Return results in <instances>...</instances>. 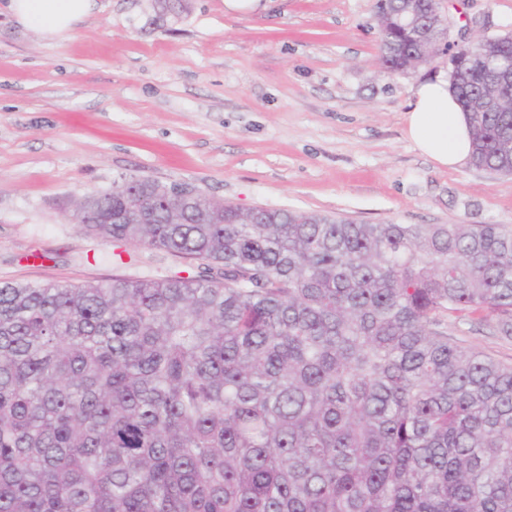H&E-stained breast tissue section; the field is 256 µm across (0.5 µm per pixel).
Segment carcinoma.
<instances>
[{
    "instance_id": "carcinoma-1",
    "label": "carcinoma",
    "mask_w": 512,
    "mask_h": 512,
    "mask_svg": "<svg viewBox=\"0 0 512 512\" xmlns=\"http://www.w3.org/2000/svg\"><path fill=\"white\" fill-rule=\"evenodd\" d=\"M440 0H377L390 72L436 43ZM460 43L448 76L471 163L512 174V100ZM491 51L512 63V32ZM75 223L220 269L0 283V512H512V226L359 224L240 209L130 175ZM449 333L464 347L482 352L504 364H512V341L493 335L478 322L463 324L459 330Z\"/></svg>"
}]
</instances>
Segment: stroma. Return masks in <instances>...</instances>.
<instances>
[{
  "instance_id": "1",
  "label": "stroma",
  "mask_w": 512,
  "mask_h": 512,
  "mask_svg": "<svg viewBox=\"0 0 512 512\" xmlns=\"http://www.w3.org/2000/svg\"><path fill=\"white\" fill-rule=\"evenodd\" d=\"M49 42L0 11V282L82 284L201 272L75 224L124 175L188 183L240 208L361 224L512 225V176L442 168L403 134L410 73L380 65L375 0H99ZM479 37L512 0H441ZM464 347L512 364V341L461 325Z\"/></svg>"
}]
</instances>
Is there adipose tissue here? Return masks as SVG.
<instances>
[{
  "label": "adipose tissue",
  "mask_w": 512,
  "mask_h": 512,
  "mask_svg": "<svg viewBox=\"0 0 512 512\" xmlns=\"http://www.w3.org/2000/svg\"><path fill=\"white\" fill-rule=\"evenodd\" d=\"M8 9L22 27L49 41L61 39L94 16L96 0H9ZM405 135L417 149L442 167L467 164L471 134L467 115L444 75L418 83L404 114Z\"/></svg>",
  "instance_id": "adipose-tissue-1"
}]
</instances>
